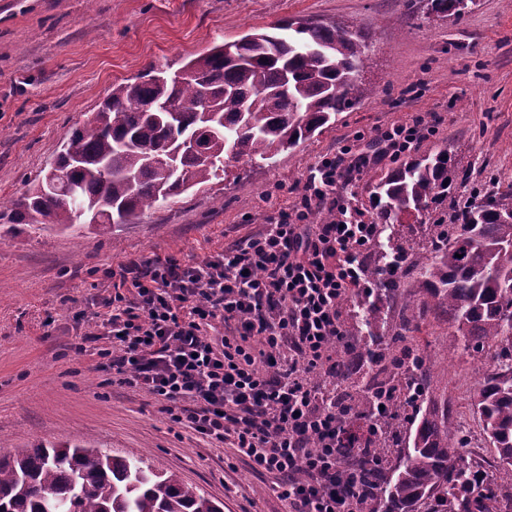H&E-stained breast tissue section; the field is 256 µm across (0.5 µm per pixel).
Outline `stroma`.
Masks as SVG:
<instances>
[{"label":"stroma","instance_id":"obj_1","mask_svg":"<svg viewBox=\"0 0 512 512\" xmlns=\"http://www.w3.org/2000/svg\"><path fill=\"white\" fill-rule=\"evenodd\" d=\"M283 19L343 23L370 37L373 88L335 125L263 161L232 163L134 223L42 233L16 225L0 236V446L83 439L144 457L223 503V512H285L268 477L171 429L147 395L94 371L76 353L80 311L108 293L106 271L129 257L202 260L261 230L254 219L291 213L305 176L323 156L372 154L381 131L423 119L418 154L449 149L459 200L512 185V0H477L458 18L426 12V0H0V203L42 178L71 132L115 83L150 68H179L213 45ZM444 322L412 336L435 360L429 385L451 398L471 457L493 452L470 411L472 358L445 354Z\"/></svg>","mask_w":512,"mask_h":512}]
</instances>
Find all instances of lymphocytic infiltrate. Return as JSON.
<instances>
[{
  "instance_id": "f902f5d3",
  "label": "lymphocytic infiltrate",
  "mask_w": 512,
  "mask_h": 512,
  "mask_svg": "<svg viewBox=\"0 0 512 512\" xmlns=\"http://www.w3.org/2000/svg\"><path fill=\"white\" fill-rule=\"evenodd\" d=\"M344 154L311 167L292 213L206 260L131 258L92 314L107 336L95 371L143 392L169 423L233 449L287 512H363L369 493L330 375L346 343L340 300L362 287L379 227L337 193ZM326 204L340 222L313 224Z\"/></svg>"
}]
</instances>
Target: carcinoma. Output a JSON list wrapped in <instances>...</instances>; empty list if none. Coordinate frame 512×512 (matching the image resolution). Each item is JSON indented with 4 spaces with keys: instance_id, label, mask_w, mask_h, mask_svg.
Instances as JSON below:
<instances>
[{
    "instance_id": "cac0c4a2",
    "label": "carcinoma",
    "mask_w": 512,
    "mask_h": 512,
    "mask_svg": "<svg viewBox=\"0 0 512 512\" xmlns=\"http://www.w3.org/2000/svg\"><path fill=\"white\" fill-rule=\"evenodd\" d=\"M438 17H458L475 0H428ZM371 61L368 37L341 24L281 21L271 29L217 44L170 73L115 83L91 120L75 129L55 161L59 180L78 187L81 205L50 189L46 178L0 210V221L50 233L128 224L197 185L220 178L226 161L273 159L336 123L369 97L359 81ZM456 169L448 149L412 157L372 187L374 223L393 227L389 252L363 267L376 286L364 303L365 324L381 332L369 370L353 379L336 349V386L348 383L353 415L366 420L362 464L381 469L380 496L365 512H417L431 500L437 512H502L512 502V191L463 207L451 203L449 224H401L452 197ZM410 315L395 321L384 303L402 293ZM430 313L448 321L443 347L480 362L472 396L495 473L473 492L469 445L453 403L428 391L431 356L405 344L411 319ZM415 429L398 462L385 449L398 442L394 421L414 394ZM390 413L375 414L377 404ZM222 512L218 502L177 475L142 458L114 454L89 441L39 442L0 451V512Z\"/></svg>"
}]
</instances>
